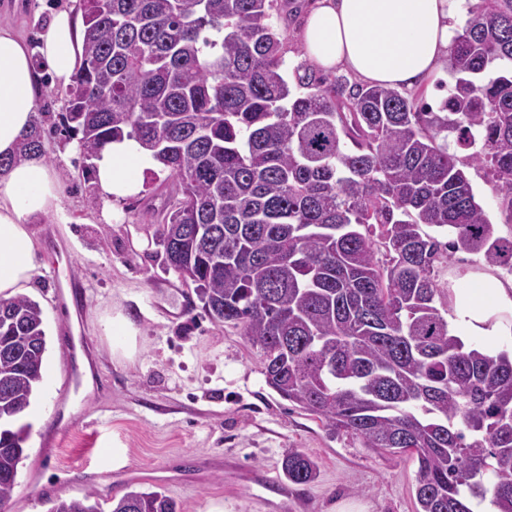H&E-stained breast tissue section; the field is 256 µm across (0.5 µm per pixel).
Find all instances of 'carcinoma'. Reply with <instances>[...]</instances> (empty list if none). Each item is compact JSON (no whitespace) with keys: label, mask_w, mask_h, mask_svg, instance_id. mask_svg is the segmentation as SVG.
Instances as JSON below:
<instances>
[{"label":"carcinoma","mask_w":512,"mask_h":512,"mask_svg":"<svg viewBox=\"0 0 512 512\" xmlns=\"http://www.w3.org/2000/svg\"><path fill=\"white\" fill-rule=\"evenodd\" d=\"M277 0H79L82 55L54 128L88 161L128 138L168 170L155 240L202 309L264 354L267 385L364 447L418 463L416 512H512V354L448 329L438 265L479 253L512 273L467 169L512 224V0H475L439 112L415 95L284 71ZM54 145L43 119L0 167ZM450 241H442L441 233ZM47 335L0 299V502L17 484ZM288 482L316 462L290 451ZM47 512H184L163 489Z\"/></svg>","instance_id":"cac0c4a2"}]
</instances>
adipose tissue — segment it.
<instances>
[{
  "instance_id": "ef3b65f1",
  "label": "adipose tissue",
  "mask_w": 512,
  "mask_h": 512,
  "mask_svg": "<svg viewBox=\"0 0 512 512\" xmlns=\"http://www.w3.org/2000/svg\"><path fill=\"white\" fill-rule=\"evenodd\" d=\"M452 0H316L304 14L299 43L312 66L340 68L372 85L430 94L431 80L448 61ZM77 27L70 10L53 13L37 45L0 28V158L9 159L36 112L37 65L56 85L71 82L79 64ZM95 183L105 203L104 222L116 206L139 195L147 172L159 163L135 141L108 143L94 161ZM63 210L61 184L45 158L0 168V298L25 293L37 275L33 224ZM474 285L452 287L453 329L488 345L512 341V279L480 272ZM100 328L113 359L134 360L138 333L122 310L102 316Z\"/></svg>"
}]
</instances>
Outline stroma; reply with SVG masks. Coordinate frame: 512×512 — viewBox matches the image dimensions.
Returning a JSON list of instances; mask_svg holds the SVG:
<instances>
[{
  "instance_id": "obj_1",
  "label": "stroma",
  "mask_w": 512,
  "mask_h": 512,
  "mask_svg": "<svg viewBox=\"0 0 512 512\" xmlns=\"http://www.w3.org/2000/svg\"><path fill=\"white\" fill-rule=\"evenodd\" d=\"M74 0H0V27L37 42L51 10ZM165 184L150 176L142 194L103 228L93 183L63 185L64 213L35 224L40 263L29 298L44 313V384L36 392L25 456L10 512H47L58 497L95 489L121 497L128 483L161 484L186 512H416L418 465L406 455L364 447L329 431L265 382L263 352L238 329L211 321L192 289L164 270L147 207H161ZM75 256L72 268L53 264ZM78 279L84 303L60 306L56 281ZM121 306L139 331L134 361L113 360L98 327ZM313 458L318 479L289 483L281 460ZM126 460L115 478L113 452Z\"/></svg>"
}]
</instances>
